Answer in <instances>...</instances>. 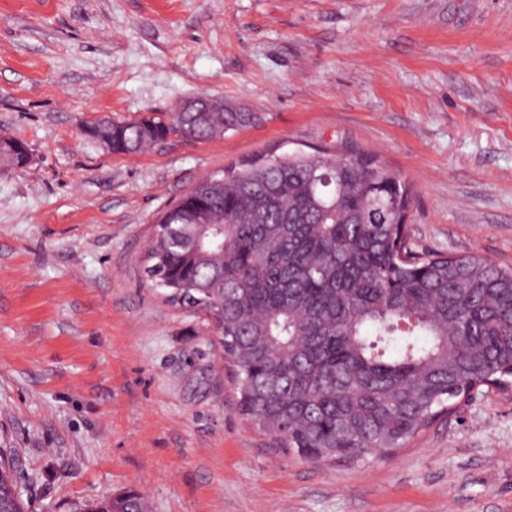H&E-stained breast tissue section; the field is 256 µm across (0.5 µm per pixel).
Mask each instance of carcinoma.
Listing matches in <instances>:
<instances>
[{
    "label": "carcinoma",
    "mask_w": 512,
    "mask_h": 512,
    "mask_svg": "<svg viewBox=\"0 0 512 512\" xmlns=\"http://www.w3.org/2000/svg\"><path fill=\"white\" fill-rule=\"evenodd\" d=\"M252 112L112 120V153L205 141ZM412 186L374 152L255 161L198 181L158 218L144 269L214 320L238 409L317 462L391 453L472 390L512 387V267L419 253ZM0 459V512H26ZM100 512H146L131 491Z\"/></svg>",
    "instance_id": "carcinoma-1"
}]
</instances>
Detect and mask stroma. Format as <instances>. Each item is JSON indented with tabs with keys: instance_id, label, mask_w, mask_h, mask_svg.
I'll use <instances>...</instances> for the list:
<instances>
[{
	"instance_id": "35a3bbf8",
	"label": "stroma",
	"mask_w": 512,
	"mask_h": 512,
	"mask_svg": "<svg viewBox=\"0 0 512 512\" xmlns=\"http://www.w3.org/2000/svg\"><path fill=\"white\" fill-rule=\"evenodd\" d=\"M201 96L258 120L137 155L83 132ZM1 132L32 156L0 174V448L29 512H512V389L393 455L309 461L144 274L201 178L339 145L411 182L417 249L512 266V0H0ZM100 507V511L95 512H146V504L144 496L137 492L131 491L118 496L105 503H101L91 508Z\"/></svg>"
}]
</instances>
